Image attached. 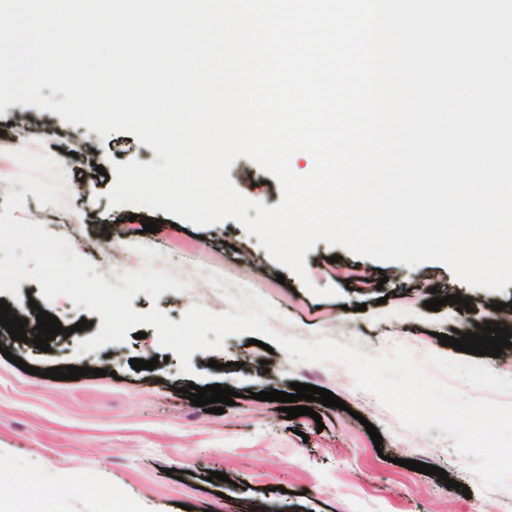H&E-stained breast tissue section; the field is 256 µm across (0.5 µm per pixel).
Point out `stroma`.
Masks as SVG:
<instances>
[{
	"mask_svg": "<svg viewBox=\"0 0 512 512\" xmlns=\"http://www.w3.org/2000/svg\"><path fill=\"white\" fill-rule=\"evenodd\" d=\"M50 132L28 137L35 152L60 162L67 183L60 205H41L15 182L19 165L12 156L0 161V174L10 177L0 191V207L8 192L23 193L24 205L14 216L43 224L49 233L67 238L73 251L95 267L143 269L140 247L162 253L168 273L196 284L193 292H163L158 299L138 293L132 300L140 313L158 308L178 323L195 305L220 314L228 302L204 293V276L223 265L227 287L250 285L277 314L268 325L285 336L313 342L320 338L357 347L374 355L402 344L417 356L436 354L470 362L512 377V347L501 356H476L441 345L440 335L467 332L473 324L497 322L493 308L512 305V284L501 291L473 288L450 268L430 261L415 267L376 261L342 246L317 242L305 255L306 279L274 262L257 236L235 220L207 227L161 210L111 206L113 179L78 189L73 152L92 148L105 168L137 160L155 162V151L129 132L101 137L86 125L64 123L44 111ZM229 177L243 195L261 194L265 206L282 200L278 180L245 157L237 158ZM158 221L157 232L137 239L126 234L129 216ZM355 268L369 286L348 285L340 272ZM284 282H277V275ZM333 288V297L313 295V288ZM458 294L470 299L471 311L453 305L430 311L431 296ZM13 315L25 319L27 339H11L0 327V502L9 512H512V489L483 491L478 477L454 449L453 439L438 428L427 434L404 429L377 398L355 387L337 363H297L281 347L273 351L250 344L249 334L230 335L222 351L194 352L192 374L181 371L177 355L160 347L157 331L144 326V338H127L78 353L81 341L102 327L99 314L66 297L47 301L37 281L25 279L17 293H0ZM58 318L71 335H56L49 351L32 339L37 310ZM335 316L339 330L325 323ZM89 320V328L75 325ZM11 358H4V351ZM159 358L151 370H135L131 359ZM37 374L25 373V366ZM103 369L100 377L76 380L41 377L57 366ZM310 384L333 392L345 409L312 403V415L287 419L276 403L255 402L262 391H289L291 383ZM218 384L239 397L223 413L211 414L183 398L188 385ZM373 425L383 439L375 448L366 432ZM416 460L444 469L464 484L446 487L440 478L402 467ZM224 480H209V472Z\"/></svg>",
	"mask_w": 512,
	"mask_h": 512,
	"instance_id": "1",
	"label": "stroma"
}]
</instances>
